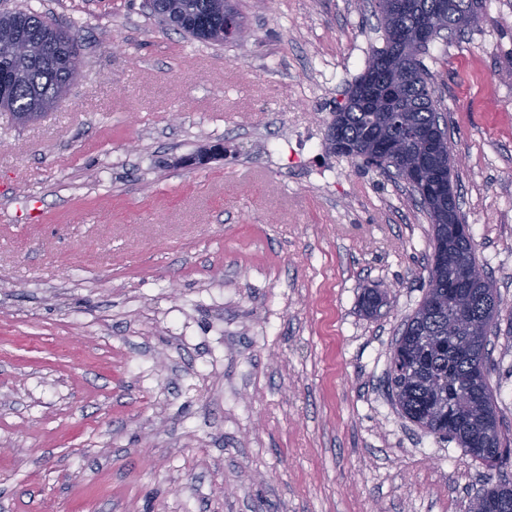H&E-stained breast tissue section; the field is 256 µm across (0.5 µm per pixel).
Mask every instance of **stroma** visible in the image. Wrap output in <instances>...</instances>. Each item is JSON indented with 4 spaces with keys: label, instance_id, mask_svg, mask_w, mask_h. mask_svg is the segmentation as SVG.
I'll use <instances>...</instances> for the list:
<instances>
[{
    "label": "stroma",
    "instance_id": "1",
    "mask_svg": "<svg viewBox=\"0 0 512 512\" xmlns=\"http://www.w3.org/2000/svg\"><path fill=\"white\" fill-rule=\"evenodd\" d=\"M373 2L239 0L248 37L219 45L147 0H0L78 30L83 60L40 119L0 112V512H468L512 481L388 395L431 224L325 148L383 44ZM482 15L428 66L512 301V0ZM367 288L388 299L370 317ZM489 350L512 439V313Z\"/></svg>",
    "mask_w": 512,
    "mask_h": 512
}]
</instances>
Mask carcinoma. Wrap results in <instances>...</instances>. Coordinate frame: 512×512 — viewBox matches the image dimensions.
Masks as SVG:
<instances>
[{"label":"carcinoma","instance_id":"1","mask_svg":"<svg viewBox=\"0 0 512 512\" xmlns=\"http://www.w3.org/2000/svg\"><path fill=\"white\" fill-rule=\"evenodd\" d=\"M442 29L462 32L480 23L482 0H449ZM439 0H405L395 10L388 0H375L383 31V46L370 58L381 63V77L392 97L379 112L350 104L338 130L355 143L362 156L372 158L389 146L398 163L380 167L392 173L396 165L420 161L452 176L448 154L425 150L423 136L448 137L444 105L431 86L427 60L430 45L406 41ZM159 21L190 37L222 44L245 36L239 24L236 37L224 36L225 17L242 19L233 0H149ZM77 32L59 25L48 13L31 9L0 12V112L21 124L38 117L65 98L79 76ZM419 205L432 226L431 254L425 294L403 323L390 357L387 386L402 415L425 431L456 442L488 468L507 463L512 449L502 435L495 393L487 374L489 334L504 309L512 306L493 279L471 278L480 265L470 227L448 218V194L429 196ZM386 301L376 288L364 291L362 310L371 315ZM469 512H512V483H484L470 500Z\"/></svg>","mask_w":512,"mask_h":512}]
</instances>
